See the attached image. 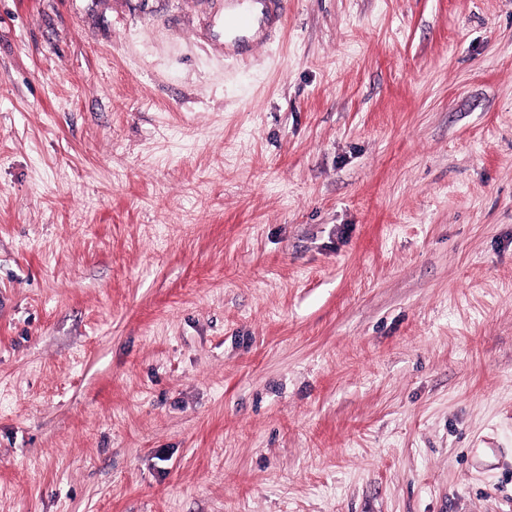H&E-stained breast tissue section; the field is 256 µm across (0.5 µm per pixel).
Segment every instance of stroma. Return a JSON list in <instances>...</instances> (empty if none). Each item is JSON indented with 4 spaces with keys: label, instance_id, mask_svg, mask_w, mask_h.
I'll list each match as a JSON object with an SVG mask.
<instances>
[{
    "label": "stroma",
    "instance_id": "1",
    "mask_svg": "<svg viewBox=\"0 0 512 512\" xmlns=\"http://www.w3.org/2000/svg\"><path fill=\"white\" fill-rule=\"evenodd\" d=\"M0 0V512H512V0ZM255 19L249 11L235 12L224 16V35L233 34L241 37L254 26ZM258 29L256 25L249 34L252 35Z\"/></svg>",
    "mask_w": 512,
    "mask_h": 512
}]
</instances>
